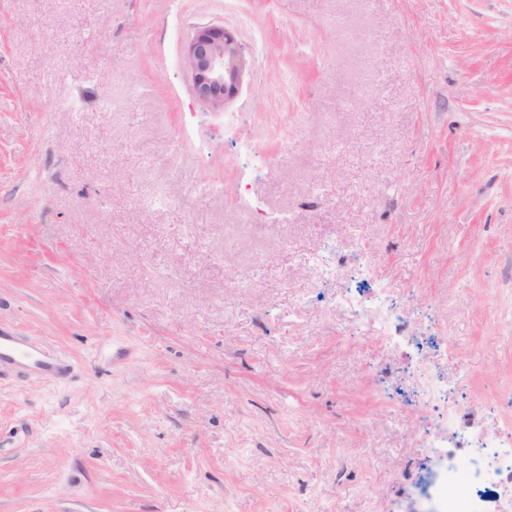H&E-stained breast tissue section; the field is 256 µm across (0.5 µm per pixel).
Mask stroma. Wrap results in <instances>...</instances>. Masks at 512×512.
Here are the masks:
<instances>
[{"mask_svg":"<svg viewBox=\"0 0 512 512\" xmlns=\"http://www.w3.org/2000/svg\"><path fill=\"white\" fill-rule=\"evenodd\" d=\"M176 13L263 36L238 127ZM244 144L292 224L246 223ZM352 224L465 418L512 425V0H0V336L57 368L0 361V512H421L413 351L337 337L306 262Z\"/></svg>","mask_w":512,"mask_h":512,"instance_id":"35a3bbf8","label":"stroma"}]
</instances>
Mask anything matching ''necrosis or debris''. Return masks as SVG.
Masks as SVG:
<instances>
[{"mask_svg":"<svg viewBox=\"0 0 512 512\" xmlns=\"http://www.w3.org/2000/svg\"><path fill=\"white\" fill-rule=\"evenodd\" d=\"M308 263L315 281L335 286L333 307L346 312V336L371 334L383 348H399L403 326L423 320L420 310L399 316L396 300L386 289H377L372 298H362L355 284L372 273L374 264L362 250H345L339 242L323 240L311 253ZM405 382L414 402L435 407L444 392L425 358H418L405 373ZM422 457L433 466L423 474L419 490L427 502V512H482L480 493L492 486L499 489V512H512V434H489L477 424L463 419L457 403H449L445 418L423 429Z\"/></svg>","mask_w":512,"mask_h":512,"instance_id":"necrosis-or-debris-1","label":"necrosis or debris"}]
</instances>
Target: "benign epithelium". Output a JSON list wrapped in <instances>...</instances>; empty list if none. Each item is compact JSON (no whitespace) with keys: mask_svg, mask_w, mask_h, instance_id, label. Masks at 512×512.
I'll use <instances>...</instances> for the list:
<instances>
[{"mask_svg":"<svg viewBox=\"0 0 512 512\" xmlns=\"http://www.w3.org/2000/svg\"><path fill=\"white\" fill-rule=\"evenodd\" d=\"M259 67L258 58L246 52L234 32L212 23L193 26L180 57V68L191 79L196 99L212 109L233 101L244 76Z\"/></svg>","mask_w":512,"mask_h":512,"instance_id":"benign-epithelium-1","label":"benign epithelium"}]
</instances>
